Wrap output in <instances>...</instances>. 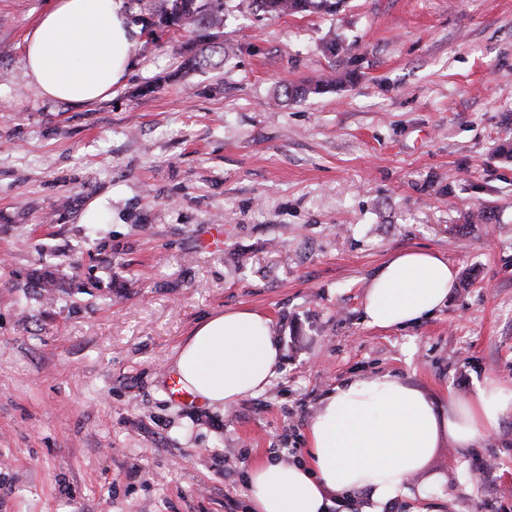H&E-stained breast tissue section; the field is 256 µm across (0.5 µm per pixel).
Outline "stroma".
<instances>
[{
	"mask_svg": "<svg viewBox=\"0 0 512 512\" xmlns=\"http://www.w3.org/2000/svg\"><path fill=\"white\" fill-rule=\"evenodd\" d=\"M126 4L133 70L75 107L25 76L51 0H0V512H249L250 464L305 456L320 400L352 376L443 407L512 383V0L273 19L226 0L223 67L189 72L193 36L153 37V0ZM332 66L354 82L286 99ZM487 205L496 223H466ZM408 248L454 268L445 305L367 326L371 279ZM76 261L101 288L50 305L27 288ZM240 308L282 348L271 385L223 410L172 401L181 344ZM409 485L432 497L398 512H512V415L472 448L440 438Z\"/></svg>",
	"mask_w": 512,
	"mask_h": 512,
	"instance_id": "1",
	"label": "stroma"
}]
</instances>
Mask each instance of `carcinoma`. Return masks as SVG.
I'll return each mask as SVG.
<instances>
[{
  "mask_svg": "<svg viewBox=\"0 0 512 512\" xmlns=\"http://www.w3.org/2000/svg\"><path fill=\"white\" fill-rule=\"evenodd\" d=\"M224 0H161L155 13L153 25L160 31L177 27L196 35L203 44L200 52L183 62L186 71L205 70L224 62V47L217 45L221 29L224 28ZM337 0H238L237 8L261 12L271 17L306 15L315 12L334 13ZM352 73H338L334 70L308 78L299 84L285 88L290 100L304 98L310 94H321L351 81ZM28 287L37 289V298L52 303L56 298L59 284L50 271L32 273Z\"/></svg>",
  "mask_w": 512,
  "mask_h": 512,
  "instance_id": "cac0c4a2",
  "label": "carcinoma"
}]
</instances>
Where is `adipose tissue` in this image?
Wrapping results in <instances>:
<instances>
[{"label":"adipose tissue","instance_id":"obj_1","mask_svg":"<svg viewBox=\"0 0 512 512\" xmlns=\"http://www.w3.org/2000/svg\"><path fill=\"white\" fill-rule=\"evenodd\" d=\"M139 42L125 0H55L24 39L23 60L41 96L73 105L107 98L126 79ZM455 272L440 254L392 255L371 280L365 321L406 328L445 303ZM282 356L265 315L233 309L200 324L179 348L174 371L212 409L263 392ZM512 415V386L485 378L447 413L418 389L383 376H356L326 396L306 428L305 460H258L248 472L250 512H329L337 494L363 490V512L409 495V480L430 459L440 435L471 447Z\"/></svg>","mask_w":512,"mask_h":512}]
</instances>
